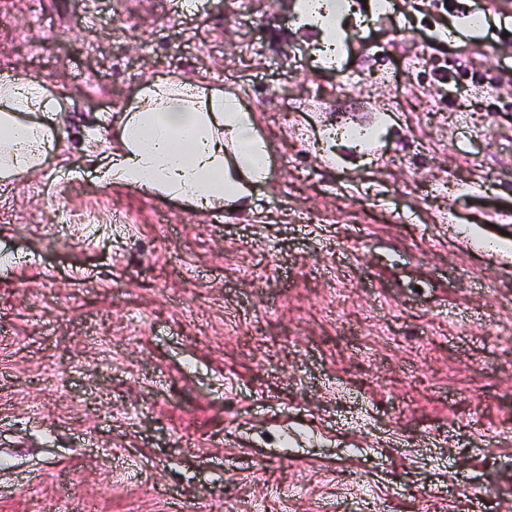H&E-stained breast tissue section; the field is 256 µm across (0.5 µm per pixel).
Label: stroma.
Here are the masks:
<instances>
[{
	"mask_svg": "<svg viewBox=\"0 0 512 512\" xmlns=\"http://www.w3.org/2000/svg\"><path fill=\"white\" fill-rule=\"evenodd\" d=\"M232 2L8 0L0 72L66 120L0 184V512H512V0H364L337 73L293 0ZM377 69V158L335 167L307 138L363 120L340 85ZM160 74L253 114L271 177L246 209L102 182L111 113Z\"/></svg>",
	"mask_w": 512,
	"mask_h": 512,
	"instance_id": "35a3bbf8",
	"label": "stroma"
}]
</instances>
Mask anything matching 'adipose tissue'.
Listing matches in <instances>:
<instances>
[{
  "mask_svg": "<svg viewBox=\"0 0 512 512\" xmlns=\"http://www.w3.org/2000/svg\"><path fill=\"white\" fill-rule=\"evenodd\" d=\"M61 118L48 84L0 80V179L42 171L57 150ZM115 145L104 178L207 211L249 204L270 168L254 119L231 93L159 76L112 117Z\"/></svg>",
  "mask_w": 512,
  "mask_h": 512,
  "instance_id": "obj_1",
  "label": "adipose tissue"
}]
</instances>
